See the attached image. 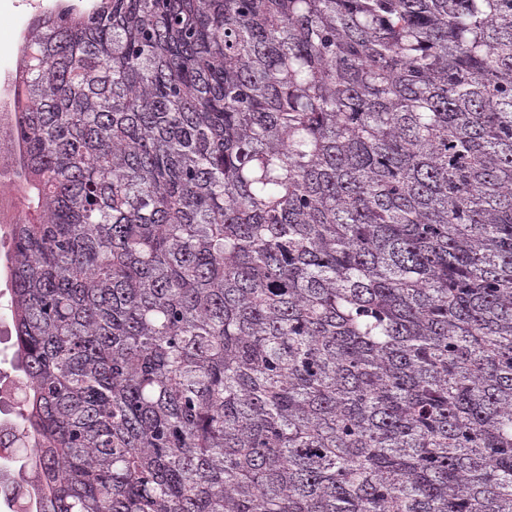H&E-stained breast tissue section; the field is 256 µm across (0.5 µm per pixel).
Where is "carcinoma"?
Masks as SVG:
<instances>
[{
  "mask_svg": "<svg viewBox=\"0 0 512 512\" xmlns=\"http://www.w3.org/2000/svg\"><path fill=\"white\" fill-rule=\"evenodd\" d=\"M14 77L17 512H512V0H91Z\"/></svg>",
  "mask_w": 512,
  "mask_h": 512,
  "instance_id": "carcinoma-1",
  "label": "carcinoma"
}]
</instances>
